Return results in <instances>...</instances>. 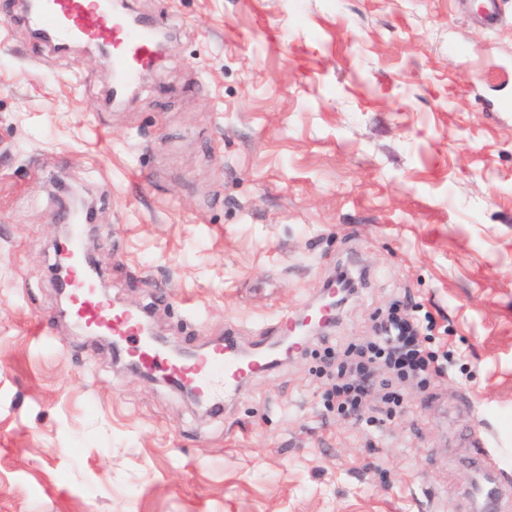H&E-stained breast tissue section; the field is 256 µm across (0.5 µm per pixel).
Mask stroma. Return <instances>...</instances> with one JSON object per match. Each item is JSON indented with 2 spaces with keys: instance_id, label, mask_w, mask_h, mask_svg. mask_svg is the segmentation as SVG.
I'll list each match as a JSON object with an SVG mask.
<instances>
[{
  "instance_id": "35a3bbf8",
  "label": "stroma",
  "mask_w": 512,
  "mask_h": 512,
  "mask_svg": "<svg viewBox=\"0 0 512 512\" xmlns=\"http://www.w3.org/2000/svg\"><path fill=\"white\" fill-rule=\"evenodd\" d=\"M175 34L123 104L0 0V512H474L486 436L512 512V0H129ZM85 190L102 294L169 344L243 348L338 272L329 334L393 300L451 362L394 382L382 431L324 407L322 352L251 378L226 411L113 362L61 319V189Z\"/></svg>"
}]
</instances>
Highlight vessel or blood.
Segmentation results:
<instances>
[{
	"mask_svg": "<svg viewBox=\"0 0 512 512\" xmlns=\"http://www.w3.org/2000/svg\"><path fill=\"white\" fill-rule=\"evenodd\" d=\"M32 20L66 40L103 42L112 48L108 65L119 83L143 81L156 59L153 29L148 23H133L106 11L102 0H36ZM72 316L99 333L113 334L127 344L130 360L154 369L176 382L198 389L215 409H222L227 396L239 392L252 377L263 374L275 362L297 355L303 343L296 335V320L287 315L269 318L260 327L269 348L251 353L240 350L235 336L189 358H179L145 336L139 313L110 305L102 299L81 265L72 274Z\"/></svg>",
	"mask_w": 512,
	"mask_h": 512,
	"instance_id": "obj_1",
	"label": "vessel or blood"
}]
</instances>
